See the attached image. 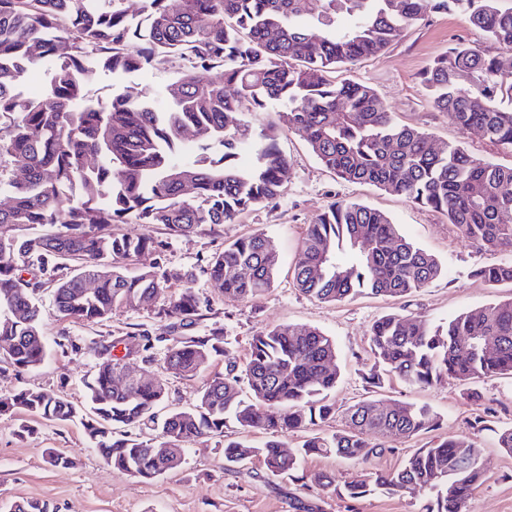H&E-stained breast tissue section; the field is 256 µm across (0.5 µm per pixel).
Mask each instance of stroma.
Here are the masks:
<instances>
[{
    "instance_id": "1",
    "label": "stroma",
    "mask_w": 512,
    "mask_h": 512,
    "mask_svg": "<svg viewBox=\"0 0 512 512\" xmlns=\"http://www.w3.org/2000/svg\"><path fill=\"white\" fill-rule=\"evenodd\" d=\"M459 43L485 47L489 41L484 32L459 14L430 12L386 51L337 68L335 76L368 84L397 121L430 133L436 142L456 143L510 166L512 152L489 143L478 130L457 127L445 113L432 107L420 82V74L429 62ZM176 78V71L169 68L147 67L120 82L104 72L89 86L88 96L104 100L120 85L143 87L157 92L156 108L166 112L171 102L162 91ZM278 145L291 164L290 182L276 201L250 208L234 223L207 226L188 237L170 236L160 224L145 226L131 221L115 227L116 232L129 235L148 232L164 243L163 251L125 261L127 272L135 273L156 263L190 271L201 313L192 334H203L212 327L224 331V355L205 372L192 380L166 376L162 410L192 408L198 389L210 376L223 372L226 358L245 363L250 339L259 331L278 325H307L318 327L336 340L341 377L330 395L336 417L331 424L285 434L288 446L300 445L313 434H328L344 427L347 408L368 398L428 405L440 417L439 429L415 437L388 436L382 441L383 453L364 463L333 455L308 457L301 468L305 486L299 489L269 476L258 461L240 470L225 469L219 449L225 440L238 437L239 430L233 426L225 428L223 434L192 444L178 469L144 483L108 467L91 447L80 421L31 418L22 411L0 414V512H9L13 504L26 500L47 502L56 512H304L307 504L318 506L319 512H423L429 496L419 488L349 503L323 491L322 483L328 477L340 485L389 474L416 449L430 447L440 438L464 436L481 448L488 475L474 492L469 512H512V455L498 448L494 433L472 427L476 415L487 408L492 410L496 426L512 425V378L497 376L476 382L481 395L476 403L466 397L463 386L448 378L425 389L408 387L392 375L385 377L378 388L364 379L373 364L369 329L381 316L421 315L444 322L460 312L512 299V286L494 287L473 276L474 268L491 262V254L465 239L441 213L371 184L341 181L317 161L295 133L279 131ZM338 200L356 201L388 214L405 236L440 260L442 274L404 298L363 294L335 303L302 293L293 279L302 238L308 224ZM255 232L271 237L280 252L273 288L252 301L220 295L207 281L208 259L237 238ZM53 291V284L47 282L38 292L42 331L48 343L46 361L38 370L19 373L0 356V397L33 389L82 404L84 382L97 362L91 342H109L117 337L135 351L128 361L130 370L160 373L162 349L157 347L147 354L141 351L144 335L155 336L165 330L153 309L116 307L111 318L102 322L72 323L59 320ZM64 334L79 339L82 351L59 347ZM24 422L31 425V432H21ZM52 451L67 457L68 466L49 464Z\"/></svg>"
}]
</instances>
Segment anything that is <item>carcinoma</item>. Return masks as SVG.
<instances>
[{
	"label": "carcinoma",
	"instance_id": "1",
	"mask_svg": "<svg viewBox=\"0 0 512 512\" xmlns=\"http://www.w3.org/2000/svg\"><path fill=\"white\" fill-rule=\"evenodd\" d=\"M455 11L483 30L495 50L459 44L422 73L430 103L460 128H475L512 151V0H141L148 25L132 24L125 0H0V354L18 373L39 368L48 346L35 298L41 282L24 279L35 266L55 283L58 317L73 323L108 319L112 308L158 305L170 325L200 316V300L183 269L157 264L134 275L121 261L151 253L148 233L113 234L133 220L162 224L186 237L206 225L230 224L248 208L278 198L290 165L277 128L300 135L320 163L349 183L372 184L444 214L468 240L490 252H512V166L457 145H437L422 130L396 122L376 91L351 79L336 82L338 65L383 52L426 12ZM57 34L53 47L44 33ZM54 63L57 77L42 93L22 98L25 70ZM147 65L180 77L167 87L173 110L158 112L146 89L126 86L93 101L86 83L103 69L112 77ZM220 76L209 77L215 70ZM278 105V127L252 134L245 112ZM222 148L219 159L176 153L186 132ZM192 191H183V181ZM279 253L262 233L241 237L206 266L211 287L255 299L279 269ZM442 273L439 260L400 233L385 213L340 201L309 225L293 269L297 287L324 302L359 294L404 297ZM473 275L491 286L512 284V261L480 266ZM144 350L163 346L165 372L191 380L224 355V332L144 336ZM119 338L95 348L99 361L87 382L90 415L50 392L21 389L0 397V414L83 418L86 435L107 465L152 481L184 462L185 446L219 434L228 420L244 433L272 438L224 442V466L257 459L269 475L300 482L311 455L365 461L384 451L391 434L416 436L439 427L426 405L367 399L350 406L346 428L314 435L285 450L278 434L327 423L329 395L340 378L335 340L313 327L276 326L252 336L239 375L228 360L198 391L189 410H172L150 444L113 434L114 426L155 422L165 399L157 376L125 375L130 351ZM368 383L385 371L411 387L448 377L462 384L512 375V299L463 312L446 322L388 314L369 332ZM125 378L123 387L113 378ZM482 449L468 438L444 439L409 455L400 469L346 482L326 479L329 493L355 502L412 487L430 494L424 512H468L486 480Z\"/></svg>",
	"mask_w": 512,
	"mask_h": 512
}]
</instances>
